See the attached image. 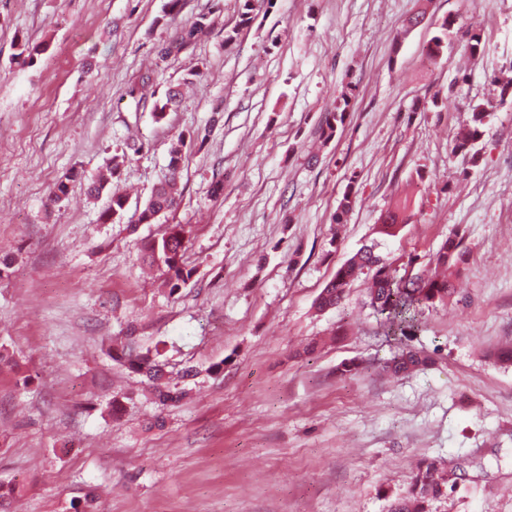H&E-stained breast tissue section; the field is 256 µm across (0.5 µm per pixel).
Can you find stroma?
Segmentation results:
<instances>
[{"instance_id":"35a3bbf8","label":"stroma","mask_w":512,"mask_h":512,"mask_svg":"<svg viewBox=\"0 0 512 512\" xmlns=\"http://www.w3.org/2000/svg\"><path fill=\"white\" fill-rule=\"evenodd\" d=\"M0 0V487L9 512H387L424 458L462 464L465 490L436 512H512V0H274L240 26L243 0ZM425 21L405 24L417 12ZM194 49H154L199 14ZM455 21L442 58L430 39ZM240 33L225 43L224 33ZM482 51L471 58L467 32ZM34 49L33 57L22 48ZM153 70L154 94L130 95ZM196 71L177 111L153 97ZM354 85L329 142L320 125ZM489 114L477 161L454 155L473 106ZM211 127L202 147L178 136ZM126 196L84 178L112 156ZM81 177L70 180L72 171ZM177 172V205L138 214ZM224 192L212 197L216 176ZM70 193L51 204L55 183ZM341 231L332 217L344 195ZM403 209L393 236L381 215ZM188 229L191 279L171 292L146 270L145 243ZM468 252L448 301L423 309L409 376L384 372L402 349L380 332L358 279L325 312L337 268L374 242L407 274L452 234ZM162 344L186 398L154 403L113 346ZM356 359L358 371L342 373ZM124 408L112 416L110 402ZM185 147L186 141L182 137L175 143H172L170 148L172 170L175 171L178 169ZM174 171L171 172V175L167 179L155 187L139 214V223L150 224L155 221L161 213L171 210L177 204L182 190L180 188L177 172Z\"/></svg>"}]
</instances>
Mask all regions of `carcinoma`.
Masks as SVG:
<instances>
[{"label":"carcinoma","instance_id":"carcinoma-1","mask_svg":"<svg viewBox=\"0 0 512 512\" xmlns=\"http://www.w3.org/2000/svg\"><path fill=\"white\" fill-rule=\"evenodd\" d=\"M210 18L206 14L185 23L176 36L164 43L157 57L164 61L172 56H178L191 49L209 29ZM453 21L446 19L436 35L431 39L429 53L439 57L448 45V34ZM352 91L341 94L343 108L326 115L322 126L321 136L324 140L332 139L338 125L345 122L346 106L349 104ZM181 97L180 86H170L164 95L153 104L152 112L157 121H163L167 113L172 111ZM487 111L482 107L474 108L472 125L456 134L453 152L468 153L481 140ZM186 147L184 138H179L171 145V175L155 187L150 198L141 210L138 222L150 224L156 218L177 204L182 194L177 169ZM120 165L119 157L114 156L107 164L106 170L92 179L87 188L89 197L96 199L104 190L114 171ZM126 206V198L120 194L111 196L110 204L101 214L105 222L119 215ZM186 250V229L182 225L174 226L170 232L158 239L150 241L145 246V260L156 266L167 275L170 292L178 291L192 276L193 269L187 267L184 254ZM435 264L448 270L465 261V251L462 236L456 234L448 238L438 249L434 257ZM370 275L366 294L368 305L380 320L387 336H406L417 327V314L424 307H432L438 302L448 299L453 286L447 276H429L424 273H414L405 277L397 275L389 263L376 253L375 244H365L350 256L329 280L315 300L319 311L335 308L345 298L353 282L362 273ZM159 348L142 354L123 352L113 355V358L124 363L133 373L146 377L153 388L155 403L167 406L185 397V391H173L169 387L167 371L159 357ZM430 358L422 351L405 349L394 357L385 370L394 375L408 374L426 366ZM468 481L466 470L458 464H445L434 459L422 460L408 475L406 489L395 496L388 512H433L432 504L447 498L462 488Z\"/></svg>","mask_w":512,"mask_h":512}]
</instances>
